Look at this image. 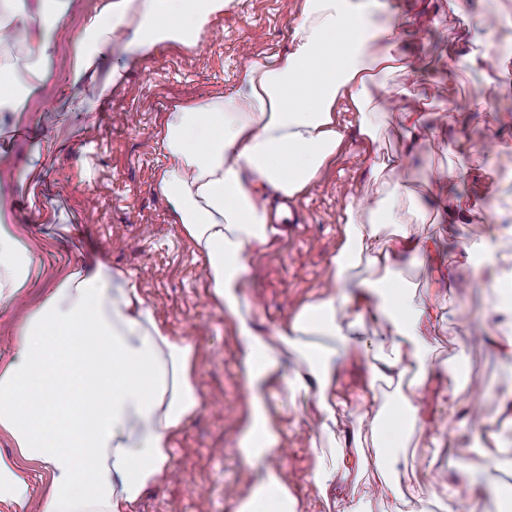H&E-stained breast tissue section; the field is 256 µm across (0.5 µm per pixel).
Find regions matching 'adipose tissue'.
<instances>
[{
  "label": "adipose tissue",
  "instance_id": "ef3b65f1",
  "mask_svg": "<svg viewBox=\"0 0 512 512\" xmlns=\"http://www.w3.org/2000/svg\"><path fill=\"white\" fill-rule=\"evenodd\" d=\"M49 2L50 10L34 15L0 7V112L18 123L28 119L27 101L45 83L55 33L70 15L72 0ZM231 5L98 0L77 18L60 122L81 134L87 89L119 87L164 47H195ZM392 15L390 0H303L284 55L251 62L233 93L174 107L161 128L169 162L156 190L203 257L212 300L234 324L250 388L241 452L266 464L235 512H299L285 469L271 461L281 441L265 399L273 382L287 405L314 406L320 446L309 479L321 489H349L341 512H374L388 500L407 512H459L446 470L413 447L434 368L445 372L442 398L455 404L464 357L441 358L430 334L440 307L429 285L412 281L394 260L400 247L428 250L401 216L408 186L383 180L373 194L348 202L332 286L274 336L256 328L244 295L248 258L275 233L271 200L300 195L343 142L337 103L352 104L358 132L374 148L381 141L376 111L400 112L406 88L371 95L405 67ZM18 84L20 98L12 92ZM43 179L37 153L18 190L39 223L55 224ZM431 221L473 225L458 261L493 291L512 281V255L483 213L437 210ZM31 252L0 201V310L14 307L38 276ZM351 361L364 363L370 398H389L396 418L383 408L353 414L337 388ZM198 407L194 348L168 336L138 286L100 262L65 267L47 296L20 314L12 356L0 363V435L15 448L0 455V503L13 512H133L142 493L168 477L173 435ZM368 442L375 456L364 453ZM418 467L430 484L402 490L398 471ZM33 473L40 489L32 487Z\"/></svg>",
  "mask_w": 512,
  "mask_h": 512
}]
</instances>
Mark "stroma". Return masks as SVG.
<instances>
[{
    "instance_id": "1",
    "label": "stroma",
    "mask_w": 512,
    "mask_h": 512,
    "mask_svg": "<svg viewBox=\"0 0 512 512\" xmlns=\"http://www.w3.org/2000/svg\"><path fill=\"white\" fill-rule=\"evenodd\" d=\"M420 0H395V17L405 29L408 68L399 80L411 82L416 72L428 80L402 107L414 111L421 98L433 95L453 104L450 112L432 110L419 129L432 152L407 161L400 175L416 192L415 207L431 203L449 209L479 207L488 219L512 199V111H507L501 86L488 82L501 54L512 47V27L503 26L483 71L462 64L459 56L468 35L458 18L420 13ZM302 0H234L199 45L192 49L166 47L135 68L125 84L95 105L82 139L67 137L54 111L59 90L68 77V58L74 25L56 32L55 62L41 95L29 104V125L0 128V150L11 155L8 176L0 178V195H9L29 156L41 138H60L63 148L47 158L43 193L69 224L62 234L37 223L22 200L10 214L33 248L41 275L32 279L23 306L38 303L52 288L59 269L79 263H107L138 284L146 302L167 333L193 345L196 413L175 438L172 480L148 488L136 512H234L235 496L262 472L259 462H248L240 452L238 434L247 414L249 389L241 368V354L232 323L213 303L202 275L203 260L185 237L155 185L167 162L158 135L165 112L173 107L232 92L242 69L271 54L284 53L292 37L290 21L299 15ZM336 120L345 129L335 158L298 197L293 198L296 219L281 223V235L268 249L252 256L245 293L267 333L290 319L322 292L330 279L345 222L349 197L373 189V155L355 128L356 114L340 103ZM464 141L468 174L430 184L438 147ZM92 148L91 175L80 178L83 148ZM419 236L434 239L447 263L448 276L457 285L453 314L438 338L448 354L464 352L470 375L460 396L468 404L474 389L484 394L488 415H495L503 396L512 392V374L502 370L494 346L478 342L491 321V290L471 269L456 260L461 242L473 229L465 224H419ZM272 414L282 430L279 464L295 479L293 492L300 512H335L342 491L321 492L308 479L313 463L311 443L317 439L312 410L284 406L278 386H271ZM425 418L428 436L452 443L440 449L438 463L459 500L468 490L461 469L480 465L485 485L484 512H507L500 495L512 487V466L496 457L494 437L512 438V423L501 420L493 430L461 432V414L448 410L436 395H428ZM482 442L486 458H477L474 442Z\"/></svg>"
}]
</instances>
